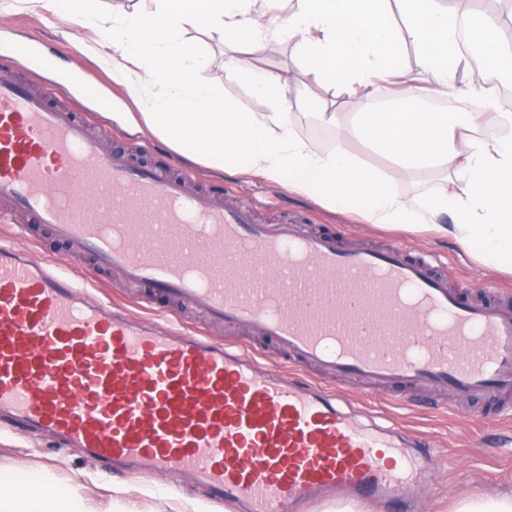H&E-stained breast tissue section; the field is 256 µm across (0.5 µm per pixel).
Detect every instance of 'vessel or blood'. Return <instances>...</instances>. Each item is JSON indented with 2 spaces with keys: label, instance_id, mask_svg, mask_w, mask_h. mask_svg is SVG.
Instances as JSON below:
<instances>
[{
  "label": "vessel or blood",
  "instance_id": "obj_1",
  "mask_svg": "<svg viewBox=\"0 0 512 512\" xmlns=\"http://www.w3.org/2000/svg\"><path fill=\"white\" fill-rule=\"evenodd\" d=\"M25 81L0 80V205L155 300L267 340L132 319L58 263L0 244V421L104 472L189 477L206 502L298 512L338 493L400 503L429 448L341 410L312 368L386 389L512 400V293L449 286L434 254L391 239L257 223L253 210L129 152Z\"/></svg>",
  "mask_w": 512,
  "mask_h": 512
}]
</instances>
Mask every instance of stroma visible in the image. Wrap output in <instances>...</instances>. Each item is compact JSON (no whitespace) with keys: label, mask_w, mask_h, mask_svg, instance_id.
<instances>
[{"label":"stroma","mask_w":512,"mask_h":512,"mask_svg":"<svg viewBox=\"0 0 512 512\" xmlns=\"http://www.w3.org/2000/svg\"><path fill=\"white\" fill-rule=\"evenodd\" d=\"M20 33L39 40L42 53L17 60L11 64V71L38 78L58 99L81 112L91 123L108 120L112 137L105 141V148L137 151L142 145L151 144L155 150L148 153L147 159L158 165L169 164L171 158L177 157L167 141L146 127L124 120V113L136 111L137 106L128 89L113 81L109 68L88 52V45L97 38L95 32L75 29L20 2L14 9L0 13V53L8 52L11 41ZM185 36L207 60L199 79L223 83L226 100L238 111H258L248 78L225 70L223 42L197 25L187 26ZM241 56L290 79L292 97L288 109L301 114L300 136L320 151L343 148L361 164L384 174L402 195L441 189L442 182L434 175H399L382 154L355 139L338 141L329 127L315 120V113L333 106L349 117L363 111L364 105L356 97L335 98L332 90L307 72L288 42L270 39L252 44L243 48ZM180 160L195 172L189 190H197L206 183L224 182L234 189L240 202L257 205L263 219L287 214L304 218L309 224L338 229L355 241L364 236L385 235L406 240L440 254L448 264L449 278H462L474 287L488 282L512 286V275L476 262L452 239L368 224L355 214L330 208L313 197L263 178L222 173L187 157ZM336 390L352 415L367 421H398L406 437L424 440L434 454L450 458V465L434 471L432 485L422 493L415 512H449L454 501L462 497L492 498L512 492V419L499 421L486 400L457 401L448 408L406 387L389 388L387 397L381 399L354 380L337 382ZM1 469L50 474L55 485L77 491L94 505L113 503L116 512H125L131 505L138 512H196L201 506L190 490L180 489L178 484L166 486L150 475L129 478L105 474L74 451L49 448L40 440L2 430Z\"/></svg>","instance_id":"1"}]
</instances>
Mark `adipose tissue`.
I'll return each instance as SVG.
<instances>
[{"instance_id": "ef3b65f1", "label": "adipose tissue", "mask_w": 512, "mask_h": 512, "mask_svg": "<svg viewBox=\"0 0 512 512\" xmlns=\"http://www.w3.org/2000/svg\"><path fill=\"white\" fill-rule=\"evenodd\" d=\"M281 0H149L142 9L107 14L87 0H29L101 39L91 51L114 81L134 94L147 128L179 154L216 170L258 175L354 211L370 224L424 229L453 238L480 263L512 271V109L496 98L481 112H432L420 105L414 78L398 71L413 46L437 92L454 87L467 62L457 48L461 0H288L284 35L316 79L338 94L371 99L377 80L401 88L397 107H370L354 121L322 112L339 139L359 138L397 164L398 172L439 171L447 186L400 195L343 149L324 154L297 133L280 73L252 68L258 112L237 111L217 82H203L206 61L181 32L199 24L228 48L225 66L239 68L243 44L266 37ZM397 3L402 27L389 20ZM0 512H112L75 491L52 486L47 474L0 472Z\"/></svg>"}]
</instances>
